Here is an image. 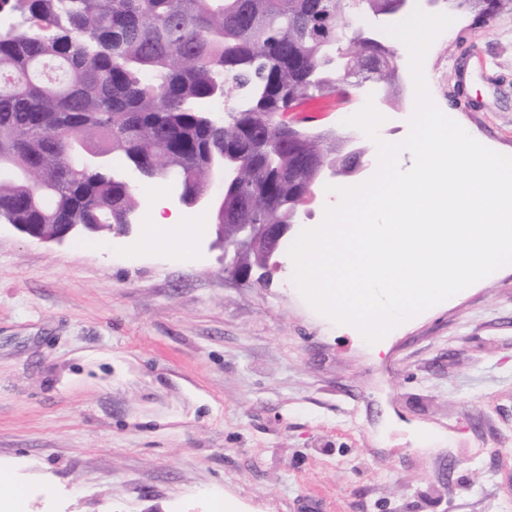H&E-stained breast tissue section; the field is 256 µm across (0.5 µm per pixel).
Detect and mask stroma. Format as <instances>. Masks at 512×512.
I'll return each instance as SVG.
<instances>
[{
    "instance_id": "obj_1",
    "label": "stroma",
    "mask_w": 512,
    "mask_h": 512,
    "mask_svg": "<svg viewBox=\"0 0 512 512\" xmlns=\"http://www.w3.org/2000/svg\"><path fill=\"white\" fill-rule=\"evenodd\" d=\"M454 20L429 93L512 156V13ZM383 111L409 132L405 54ZM364 84L308 123L353 135ZM176 263L129 236L0 227V512H512V265L382 340L337 333L289 287Z\"/></svg>"
}]
</instances>
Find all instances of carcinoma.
<instances>
[{
	"label": "carcinoma",
	"mask_w": 512,
	"mask_h": 512,
	"mask_svg": "<svg viewBox=\"0 0 512 512\" xmlns=\"http://www.w3.org/2000/svg\"><path fill=\"white\" fill-rule=\"evenodd\" d=\"M394 0H0V218L32 232L134 223L140 189L118 176L209 190L222 162L259 208L247 224H295L312 168L338 164L332 132L288 135L286 114L338 92L339 47L365 38L394 90V50L352 25ZM301 175L288 182L282 170Z\"/></svg>",
	"instance_id": "carcinoma-1"
}]
</instances>
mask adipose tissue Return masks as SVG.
<instances>
[{"label": "adipose tissue", "mask_w": 512, "mask_h": 512, "mask_svg": "<svg viewBox=\"0 0 512 512\" xmlns=\"http://www.w3.org/2000/svg\"><path fill=\"white\" fill-rule=\"evenodd\" d=\"M199 233V225L185 223L178 211L159 196L150 209L144 238L133 242L132 247L141 250L160 245L168 250L174 260L185 262L196 252Z\"/></svg>", "instance_id": "ef3b65f1"}]
</instances>
